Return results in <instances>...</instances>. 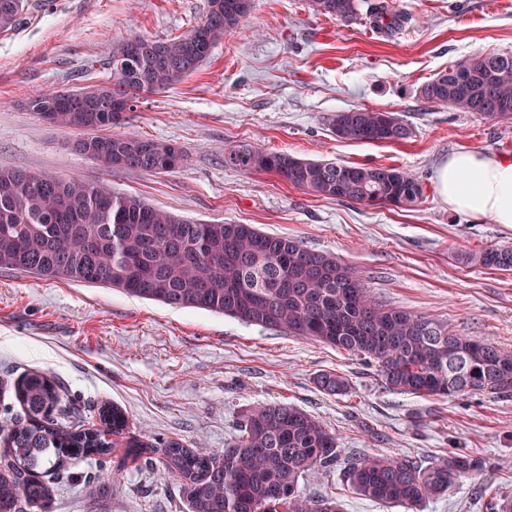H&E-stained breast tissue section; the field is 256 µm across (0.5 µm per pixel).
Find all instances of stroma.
Returning a JSON list of instances; mask_svg holds the SVG:
<instances>
[{"label": "stroma", "instance_id": "1", "mask_svg": "<svg viewBox=\"0 0 512 512\" xmlns=\"http://www.w3.org/2000/svg\"><path fill=\"white\" fill-rule=\"evenodd\" d=\"M392 3L405 23L379 32L363 18L343 25L316 14L309 0H254L195 73L140 97L117 127L123 136L182 148L179 169L146 174L101 171L69 149L75 130L47 124L27 103L51 88L110 81L114 44L133 34H184L204 17L206 0H26L17 28L0 34V168L98 180L201 222L252 224L297 238L356 267L382 301L512 353V270L460 259L512 246V228L449 211L434 177L458 150L512 158V119L489 121L419 96L423 84L467 57L512 53V0ZM355 107L398 114L412 137L370 144L336 138L330 117ZM239 144L401 168L424 193L403 208L328 199L269 172L225 167V148ZM32 371L57 381L86 425L97 423L102 405L119 406L130 440L219 450L250 407L283 402L328 427L344 460L409 454L427 464L454 448L485 459L482 471L420 512H497L499 496H512V395L400 393L360 356L321 343L103 285L0 269V417L21 413L13 385ZM327 371L346 377L351 392L320 390L315 378ZM103 464L120 479L96 495L89 480ZM43 479L53 489V512H188L162 465L123 447L105 463L78 461ZM299 488L336 499L341 512H407L363 499L337 467L304 476Z\"/></svg>", "mask_w": 512, "mask_h": 512}]
</instances>
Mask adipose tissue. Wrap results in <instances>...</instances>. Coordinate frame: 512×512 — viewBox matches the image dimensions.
Masks as SVG:
<instances>
[{
  "label": "adipose tissue",
  "instance_id": "adipose-tissue-1",
  "mask_svg": "<svg viewBox=\"0 0 512 512\" xmlns=\"http://www.w3.org/2000/svg\"><path fill=\"white\" fill-rule=\"evenodd\" d=\"M435 178L450 211L489 216L512 227V158L477 150L454 152L437 166Z\"/></svg>",
  "mask_w": 512,
  "mask_h": 512
}]
</instances>
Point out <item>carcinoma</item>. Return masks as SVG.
I'll return each instance as SVG.
<instances>
[{
    "label": "carcinoma",
    "mask_w": 512,
    "mask_h": 512,
    "mask_svg": "<svg viewBox=\"0 0 512 512\" xmlns=\"http://www.w3.org/2000/svg\"><path fill=\"white\" fill-rule=\"evenodd\" d=\"M310 2L316 13L339 23L363 15L374 28L388 30L401 22L385 0L364 11L361 0ZM252 7L253 0H207L204 18L183 35H132L113 46L112 83L81 88L89 97L81 112L70 108L67 90L39 94L28 107L50 113L54 126L78 130L72 149L103 169L172 172L183 164V151L112 133L123 116L103 111L100 98L131 104L143 93L179 84ZM24 8L25 0H0V33L15 28ZM420 96L427 104L455 105L489 120L512 118V53L466 58L424 84ZM329 126L336 137L359 143H399L413 134L397 114L366 108L337 112ZM224 164L271 172L294 187L369 206L400 208L423 194L418 179L400 168L309 161L247 144L225 150ZM462 259L510 270L512 246ZM0 269L45 281L102 284L171 308L203 309L320 342L374 361L386 388L397 392L445 398L512 394V354L372 296L360 273L335 254L251 224L192 221L102 183L0 168ZM316 384L332 395L350 389L345 377L331 372L317 375ZM14 392L23 413L0 419V512L33 506L50 512L52 489L40 472L112 454L125 415L104 407L97 428L69 420L64 391L39 373L15 383ZM134 447L179 482L189 512H339L335 500L298 488L303 475L336 466V435L290 404L247 410L221 450L188 448L177 440L161 448L140 442ZM485 466L462 450L427 465L412 455L353 456L343 476L364 498L416 512Z\"/></svg>",
    "instance_id": "carcinoma-1"
}]
</instances>
